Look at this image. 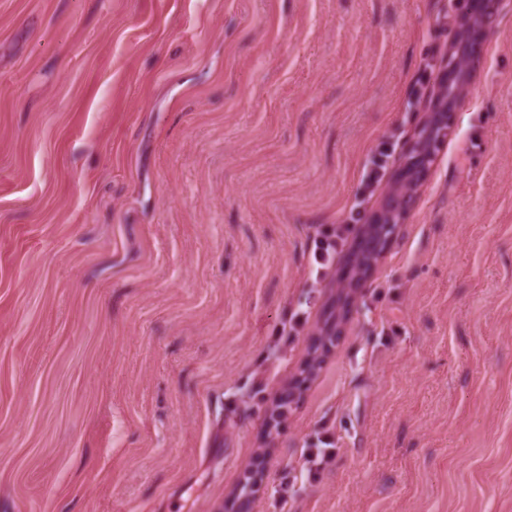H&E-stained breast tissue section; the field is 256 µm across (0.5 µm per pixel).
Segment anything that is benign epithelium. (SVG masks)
<instances>
[{
  "instance_id": "benign-epithelium-1",
  "label": "benign epithelium",
  "mask_w": 512,
  "mask_h": 512,
  "mask_svg": "<svg viewBox=\"0 0 512 512\" xmlns=\"http://www.w3.org/2000/svg\"><path fill=\"white\" fill-rule=\"evenodd\" d=\"M504 2L473 0L458 38L448 47L445 60L448 64L447 77L439 83L407 145V159L399 168L391 192L372 216L370 224L359 233L366 250L352 256L350 265L354 274L337 282L340 300L336 301V307L329 309L333 316L328 319L327 330L317 336L316 345L326 349L337 340L338 330L334 329V324L354 307L363 280L373 269L375 261L389 248L399 224L413 205L419 185L427 175L428 163L433 158L434 145L448 134L449 116L469 90L475 63L489 33L490 21L500 13ZM263 475V460L260 459L228 502L225 512H253V494L260 487Z\"/></svg>"
}]
</instances>
